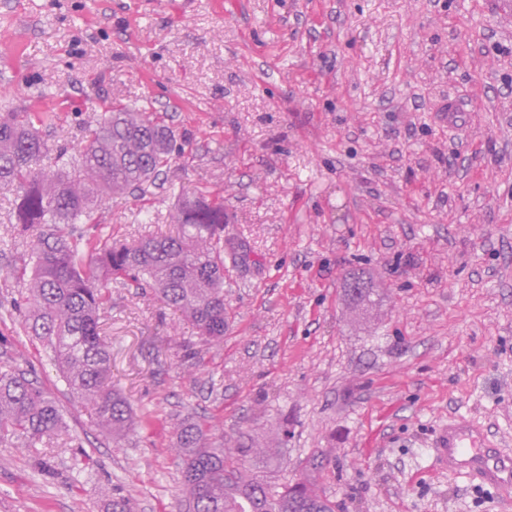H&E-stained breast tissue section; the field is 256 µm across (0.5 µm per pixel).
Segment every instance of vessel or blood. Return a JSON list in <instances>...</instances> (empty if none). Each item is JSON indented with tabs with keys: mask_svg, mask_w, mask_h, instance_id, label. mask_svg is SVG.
<instances>
[{
	"mask_svg": "<svg viewBox=\"0 0 512 512\" xmlns=\"http://www.w3.org/2000/svg\"><path fill=\"white\" fill-rule=\"evenodd\" d=\"M433 460L438 469L492 489L504 508L512 507V455L496 448L482 426L449 421L437 436Z\"/></svg>",
	"mask_w": 512,
	"mask_h": 512,
	"instance_id": "vessel-or-blood-1",
	"label": "vessel or blood"
}]
</instances>
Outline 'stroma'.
I'll return each mask as SVG.
<instances>
[{
	"label": "stroma",
	"instance_id": "obj_1",
	"mask_svg": "<svg viewBox=\"0 0 512 512\" xmlns=\"http://www.w3.org/2000/svg\"><path fill=\"white\" fill-rule=\"evenodd\" d=\"M167 116L169 186L107 200L101 226L163 231L178 191L224 197L221 344L112 283V384L143 417L112 439L11 311L30 261L0 188V364L33 370L75 437L0 443V512H182L174 428L274 449L284 487L331 454L341 512H500L440 472V425L512 453V0H0V115L53 112L83 146L103 107ZM378 294L351 307L348 273Z\"/></svg>",
	"mask_w": 512,
	"mask_h": 512
}]
</instances>
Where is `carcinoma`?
Here are the masks:
<instances>
[{"label": "carcinoma", "instance_id": "obj_1", "mask_svg": "<svg viewBox=\"0 0 512 512\" xmlns=\"http://www.w3.org/2000/svg\"><path fill=\"white\" fill-rule=\"evenodd\" d=\"M52 112L0 116V187L15 191L14 218L30 241L31 271L13 304L25 309L24 331L51 350L69 394L91 408L95 424L120 438L136 424L131 408L112 389L111 355L100 328L112 276L154 292L181 312L206 341L224 337V197L199 190L182 197L174 233L137 240L112 235L89 240L78 224L99 223L102 204L117 195L140 199L165 183L173 157L184 154L164 120L144 108L114 107L88 131L76 167L68 149L52 147L40 129ZM66 433L56 400L18 367L0 370V442L24 437L31 444ZM175 451L192 512H336L317 479L278 492L243 473L253 455L271 448L224 449L198 424H182Z\"/></svg>", "mask_w": 512, "mask_h": 512}]
</instances>
